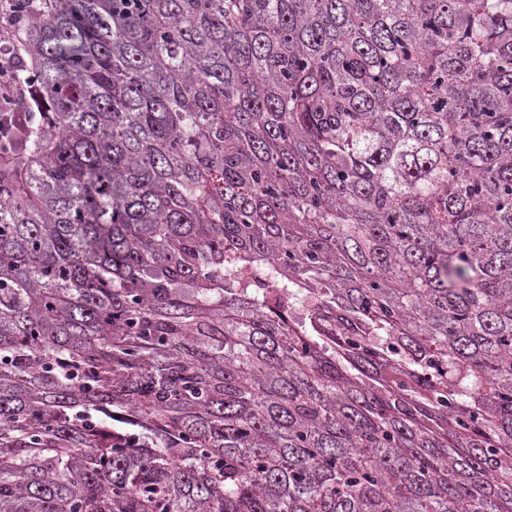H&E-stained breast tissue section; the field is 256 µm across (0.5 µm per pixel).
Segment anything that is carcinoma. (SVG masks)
I'll list each match as a JSON object with an SVG mask.
<instances>
[{
	"mask_svg": "<svg viewBox=\"0 0 512 512\" xmlns=\"http://www.w3.org/2000/svg\"><path fill=\"white\" fill-rule=\"evenodd\" d=\"M12 2L0 512H512V0Z\"/></svg>",
	"mask_w": 512,
	"mask_h": 512,
	"instance_id": "obj_1",
	"label": "carcinoma"
}]
</instances>
